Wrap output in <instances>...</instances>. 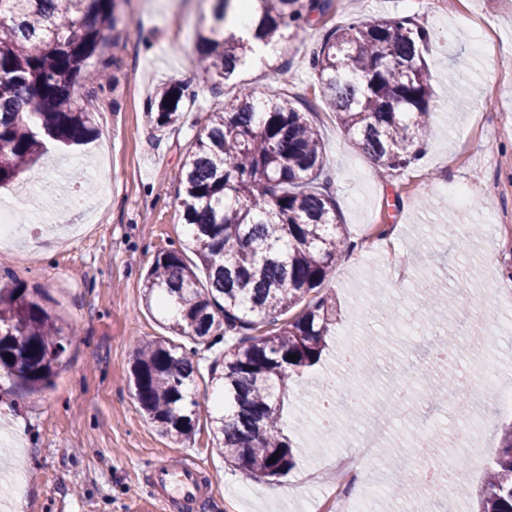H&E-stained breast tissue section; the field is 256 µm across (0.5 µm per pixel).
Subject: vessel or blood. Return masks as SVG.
<instances>
[{
  "label": "vessel or blood",
  "instance_id": "vessel-or-blood-1",
  "mask_svg": "<svg viewBox=\"0 0 512 512\" xmlns=\"http://www.w3.org/2000/svg\"><path fill=\"white\" fill-rule=\"evenodd\" d=\"M148 488L164 512H194L200 496L195 461L186 457L176 467L155 466L149 474Z\"/></svg>",
  "mask_w": 512,
  "mask_h": 512
}]
</instances>
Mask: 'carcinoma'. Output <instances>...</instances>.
I'll return each instance as SVG.
<instances>
[{"instance_id":"1","label":"carcinoma","mask_w":512,"mask_h":512,"mask_svg":"<svg viewBox=\"0 0 512 512\" xmlns=\"http://www.w3.org/2000/svg\"><path fill=\"white\" fill-rule=\"evenodd\" d=\"M229 3L215 0L219 25L198 34L193 50L202 72L226 81L255 50L224 33ZM261 3L255 34L261 43L276 44L291 26L304 30L299 0ZM126 22L119 0H0V186L23 172L36 175L47 145L95 135L90 113L76 107L77 94L104 90L117 59L105 57L103 26L117 33ZM428 42L429 33L408 19L361 21L328 30L312 58L324 104L353 148L380 170L404 169L422 154L432 94ZM184 97L180 82L162 87L149 101L148 124L160 132L179 127ZM325 167L311 113L242 87L232 103L207 114L181 168L182 219L199 263L178 250L161 252L144 277L147 309L157 305L171 314L175 335L208 349L236 337L210 368L220 404L210 426L225 462L251 478H276L296 467L281 429L283 399L295 378L319 363L336 325V301L324 296L280 321L323 284L351 245ZM262 326L270 330L254 334ZM67 345L63 329L26 288L0 287V368L41 390ZM196 356L195 348L159 339L139 346L133 358L138 403L175 442L192 436L200 400H208L197 389ZM462 388L450 376L427 397L437 401ZM478 512H512V425Z\"/></svg>"}]
</instances>
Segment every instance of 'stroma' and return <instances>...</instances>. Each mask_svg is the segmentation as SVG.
<instances>
[{
	"label": "stroma",
	"mask_w": 512,
	"mask_h": 512,
	"mask_svg": "<svg viewBox=\"0 0 512 512\" xmlns=\"http://www.w3.org/2000/svg\"><path fill=\"white\" fill-rule=\"evenodd\" d=\"M126 13L130 20L116 46L106 49L120 64L116 89L77 99L93 114L95 136L44 157L32 182L44 200L43 214L16 206L14 220L22 229L12 242L0 241V282L22 284L72 334L66 360L44 391H23L0 369V439L9 468L24 477L14 512H159L146 495L145 475L156 461L175 465L185 456L195 458L207 489L195 512H315L336 482L337 453L371 437L369 411L362 407L337 410L341 449L330 448L318 427L323 378L356 377L344 368V353L357 350L371 369L370 395L378 401L409 362L423 366L428 387L447 372L434 359L439 337L424 327H402L427 311L423 282L453 299L446 315L458 329V365L481 376L478 326L492 317L502 323L495 352L504 371L512 372V246L498 229L500 213L512 214V64L501 52L512 44V0H453L447 11L434 10L433 0H332L325 15L311 14L304 38L279 41L270 62L244 73L264 96L288 97L314 113L342 222L361 245L357 256L337 262L320 289L337 300L338 323L320 364L290 389L282 428L294 443L297 465L270 482L226 465L206 418H199L186 442L161 435L130 380L136 348L171 336L166 320L145 306L143 277L158 253L187 242L178 199L185 153L207 112L232 102L239 88L214 86L189 70L196 35L212 23L206 2L186 20L175 14L172 0H150L145 13L131 4ZM395 17L430 33L432 116L421 159L389 174L352 148L326 109L309 62L328 29ZM461 59L465 68L455 70ZM452 77L466 85L464 97L449 98ZM181 80L188 86L184 122L155 135L147 103L159 88ZM492 177L500 191L488 198L482 187ZM452 184L470 189V204L450 194ZM400 267L408 277L398 278ZM388 308L402 324L385 318ZM483 410L487 422L473 430L472 442L490 465L512 424V407L493 393ZM419 415L436 427L437 448L469 423L448 400L422 403L385 422L376 439L385 457L394 458ZM458 459L463 476L446 495L453 512H476L486 474L473 470L468 449H459ZM246 486L251 495H241Z\"/></svg>",
	"instance_id": "stroma-1"
}]
</instances>
